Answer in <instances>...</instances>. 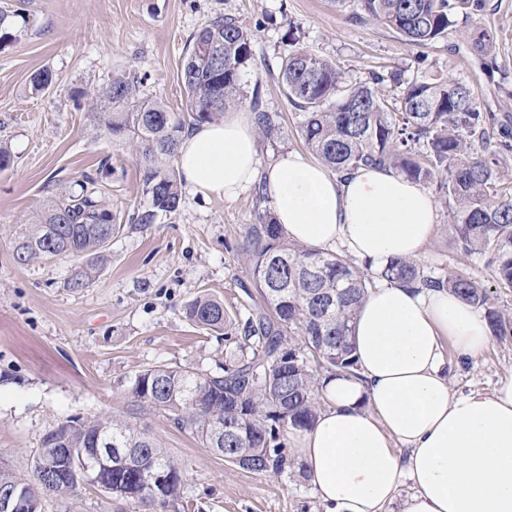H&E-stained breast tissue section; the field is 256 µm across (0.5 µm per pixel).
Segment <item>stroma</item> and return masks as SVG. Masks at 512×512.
<instances>
[{
	"label": "stroma",
	"instance_id": "obj_1",
	"mask_svg": "<svg viewBox=\"0 0 512 512\" xmlns=\"http://www.w3.org/2000/svg\"><path fill=\"white\" fill-rule=\"evenodd\" d=\"M485 2L482 15L458 11L447 38L419 49L380 23L356 18L353 0L340 9L331 0H0L14 35L0 47V145L14 158L0 171V467L29 475L45 430L56 422L125 414L129 402L119 384L149 366L223 372L235 344L190 324L186 305L216 297L240 326L261 302L241 247L267 201L253 189L233 201L186 189L176 214L129 223L145 202L135 149L91 117L84 92L131 72L145 97L181 111L189 37L215 15L231 13L254 36L243 93L259 92L266 109L282 116V135L259 145L262 164L306 150L279 78L281 58L293 46L335 61L354 81L382 70L409 80L448 75L470 85L485 110L512 119V0ZM477 27L494 34L500 70L490 78L466 36ZM42 69L52 72L53 83L36 92L31 78ZM87 174L97 177L124 229L95 280L72 291L71 261L21 265L13 246L23 225L49 201L79 191ZM449 222L448 209L440 208L418 267L428 276L453 271L494 287V308L512 318V288L498 286L487 255L458 250ZM445 355L459 394L489 393L512 374V336L493 338L476 359L459 357L450 344ZM140 421L181 465L188 512H322L298 471L250 474L161 414L147 411ZM41 512L148 510L83 485L68 496L43 497Z\"/></svg>",
	"mask_w": 512,
	"mask_h": 512
}]
</instances>
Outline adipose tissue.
Returning a JSON list of instances; mask_svg holds the SVG:
<instances>
[{
  "label": "adipose tissue",
  "instance_id": "ef3b65f1",
  "mask_svg": "<svg viewBox=\"0 0 512 512\" xmlns=\"http://www.w3.org/2000/svg\"><path fill=\"white\" fill-rule=\"evenodd\" d=\"M176 167L204 198L263 186L290 240L343 244L375 272L418 258L437 228L433 196L393 169L336 174L292 152L261 166L253 123L240 112L186 134ZM447 341L475 359L490 329L445 288L369 290L353 328L356 375L324 379L326 407L288 437L323 512H512V375L488 394H454Z\"/></svg>",
  "mask_w": 512,
  "mask_h": 512
}]
</instances>
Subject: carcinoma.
<instances>
[{
  "mask_svg": "<svg viewBox=\"0 0 512 512\" xmlns=\"http://www.w3.org/2000/svg\"><path fill=\"white\" fill-rule=\"evenodd\" d=\"M361 14L394 30L410 47L425 48L448 35L460 7L480 15L485 0H356ZM491 35L483 30L473 48L483 70L499 69L487 52ZM253 35L231 14L208 20L189 41L181 66L185 109L174 112L163 101L142 95L134 73L88 97L112 136L136 149L139 185L148 207L135 210L131 224H153L160 214L181 206V181L175 168L181 137L190 128L218 121L244 104L242 79L252 61ZM224 48L222 68L209 49ZM286 97L299 110L304 144L333 172L361 165L390 166L406 177L435 186L450 209L459 250L494 256L497 283L512 287V186L499 168L512 153V129L483 110L473 89L448 77L402 80L401 74L371 73L351 81L332 60L303 49L281 57ZM400 87L399 108L392 111L380 93L385 83ZM256 133L271 140L281 133L280 115L265 110L259 92L249 102ZM79 193H69L37 214L15 239V259H69L74 271L67 287L79 291L96 278L106 259L107 236L123 230L112 223V206L98 198L97 180L85 176ZM242 250L249 257L263 305L245 323L241 354L224 373L152 366L121 384L135 410L122 417L69 418L50 427L32 458V475L0 468V496L20 491L40 512L41 498L67 495L79 487V459L67 449L90 451L112 440L118 452L94 486L125 501L161 512L182 503L183 472L161 440L139 426L137 411H156L189 430L204 447L240 469L281 475L293 468L288 433L313 426L320 411L322 380L354 374L352 325L356 310L379 278L408 286L451 289L465 302L485 309L497 336L512 335V322L489 306L492 291L483 283L452 272L421 274L412 260L394 259L373 276L347 255L305 247L288 240L272 212L257 211L247 225ZM185 318L208 330L229 321L224 304L204 296L192 301ZM166 469L169 480L150 486L145 471Z\"/></svg>",
  "mask_w": 512,
  "mask_h": 512,
  "instance_id": "cac0c4a2",
  "label": "carcinoma"
}]
</instances>
